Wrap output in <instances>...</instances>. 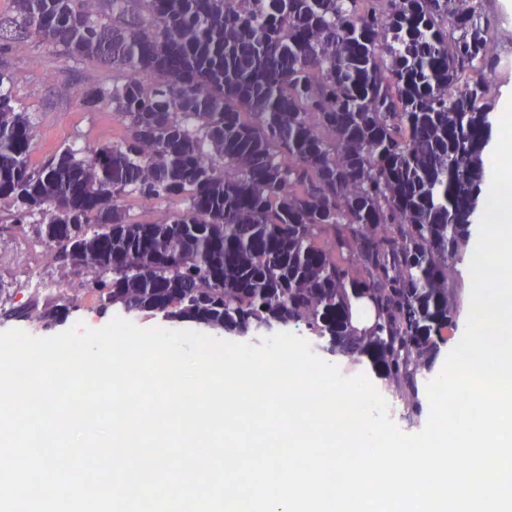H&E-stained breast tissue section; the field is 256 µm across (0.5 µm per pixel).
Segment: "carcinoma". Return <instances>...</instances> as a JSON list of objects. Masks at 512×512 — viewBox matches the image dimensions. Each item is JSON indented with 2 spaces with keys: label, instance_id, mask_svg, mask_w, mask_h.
<instances>
[{
  "label": "carcinoma",
  "instance_id": "1",
  "mask_svg": "<svg viewBox=\"0 0 512 512\" xmlns=\"http://www.w3.org/2000/svg\"><path fill=\"white\" fill-rule=\"evenodd\" d=\"M493 28L470 0H13L0 49L34 34L112 67L79 102L126 135L33 167L34 123L0 73V202L17 224L41 217L98 309L303 325L372 357L419 415L485 177ZM129 195L184 207L133 221ZM359 288L378 304L370 329L349 321ZM70 304L0 315L50 325Z\"/></svg>",
  "mask_w": 512,
  "mask_h": 512
}]
</instances>
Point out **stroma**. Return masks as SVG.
Listing matches in <instances>:
<instances>
[{
	"label": "stroma",
	"mask_w": 512,
	"mask_h": 512,
	"mask_svg": "<svg viewBox=\"0 0 512 512\" xmlns=\"http://www.w3.org/2000/svg\"><path fill=\"white\" fill-rule=\"evenodd\" d=\"M479 3L481 11L494 23V53L502 60L486 99L487 111L493 112L503 92L512 88V10L505 9L501 0H479ZM0 71L10 77L18 104L31 114L35 123L33 165H41L63 147L86 153L124 136V125L111 112L84 107L73 95L74 90L86 86L111 83V67L95 62H68L54 48L32 37L0 52ZM35 238L33 220L22 224L0 223V307L9 309L32 299L44 300V293L31 289V282L36 278L65 282L77 307L51 326L32 320L18 323L0 319V331L18 327L44 338L79 325L99 329L122 315L143 329H175L182 325L158 316L127 315L117 307L104 312L97 310L89 276L75 274L56 260L46 261L29 252L27 245ZM182 326L194 331L199 328L192 321Z\"/></svg>",
	"instance_id": "obj_1"
}]
</instances>
